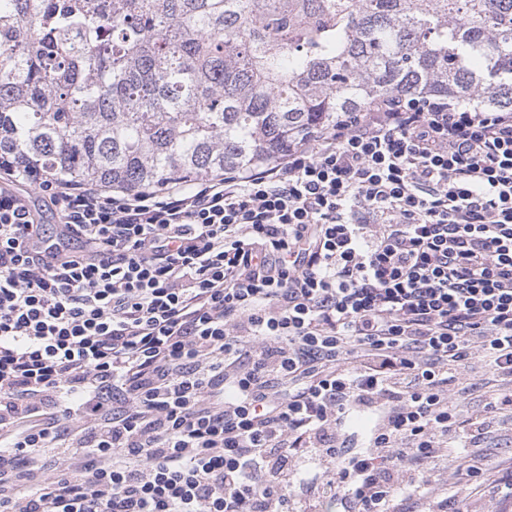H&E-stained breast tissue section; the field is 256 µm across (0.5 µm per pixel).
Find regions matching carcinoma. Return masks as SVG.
<instances>
[{
  "instance_id": "1",
  "label": "carcinoma",
  "mask_w": 512,
  "mask_h": 512,
  "mask_svg": "<svg viewBox=\"0 0 512 512\" xmlns=\"http://www.w3.org/2000/svg\"><path fill=\"white\" fill-rule=\"evenodd\" d=\"M393 94L512 111V0H0V153L140 192Z\"/></svg>"
}]
</instances>
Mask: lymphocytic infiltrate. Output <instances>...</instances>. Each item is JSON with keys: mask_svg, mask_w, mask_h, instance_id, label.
<instances>
[{"mask_svg": "<svg viewBox=\"0 0 512 512\" xmlns=\"http://www.w3.org/2000/svg\"><path fill=\"white\" fill-rule=\"evenodd\" d=\"M476 350L512 377V112L396 94L132 195L0 154V512H289L303 450L343 512H469L426 466L512 411L460 424ZM375 415L371 411L351 412L346 418L343 432L357 445H361L368 431L374 426Z\"/></svg>", "mask_w": 512, "mask_h": 512, "instance_id": "1", "label": "lymphocytic infiltrate"}]
</instances>
